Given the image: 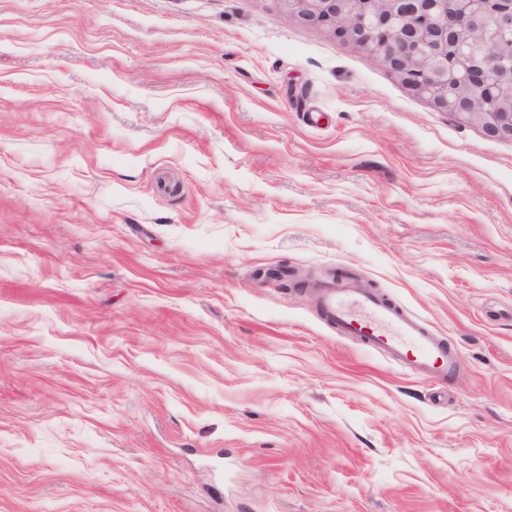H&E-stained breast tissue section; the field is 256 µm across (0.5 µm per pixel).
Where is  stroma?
Listing matches in <instances>:
<instances>
[{
	"label": "stroma",
	"instance_id": "stroma-1",
	"mask_svg": "<svg viewBox=\"0 0 512 512\" xmlns=\"http://www.w3.org/2000/svg\"><path fill=\"white\" fill-rule=\"evenodd\" d=\"M0 512H512V139L279 0H0ZM322 315L344 336L359 337L374 353L417 377L444 381L456 358L422 318L391 305L354 281L309 285Z\"/></svg>",
	"mask_w": 512,
	"mask_h": 512
}]
</instances>
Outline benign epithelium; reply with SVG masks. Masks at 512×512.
Wrapping results in <instances>:
<instances>
[{"label": "benign epithelium", "mask_w": 512, "mask_h": 512, "mask_svg": "<svg viewBox=\"0 0 512 512\" xmlns=\"http://www.w3.org/2000/svg\"><path fill=\"white\" fill-rule=\"evenodd\" d=\"M321 34L373 55L406 88L512 138V0H280Z\"/></svg>", "instance_id": "obj_1"}]
</instances>
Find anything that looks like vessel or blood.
<instances>
[{
  "instance_id": "obj_1",
  "label": "vessel or blood",
  "mask_w": 512,
  "mask_h": 512,
  "mask_svg": "<svg viewBox=\"0 0 512 512\" xmlns=\"http://www.w3.org/2000/svg\"><path fill=\"white\" fill-rule=\"evenodd\" d=\"M322 315L346 336L418 377L445 380L456 358L422 318L391 305L355 282L319 281L309 287Z\"/></svg>"
}]
</instances>
